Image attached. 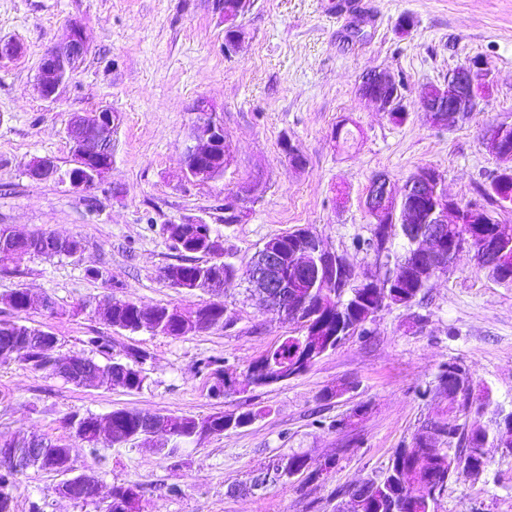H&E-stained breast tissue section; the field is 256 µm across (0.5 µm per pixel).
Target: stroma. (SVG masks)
Listing matches in <instances>:
<instances>
[{"instance_id":"obj_1","label":"stroma","mask_w":512,"mask_h":512,"mask_svg":"<svg viewBox=\"0 0 512 512\" xmlns=\"http://www.w3.org/2000/svg\"><path fill=\"white\" fill-rule=\"evenodd\" d=\"M336 4L255 0L244 20L250 36L229 56L212 0H0V39L23 47L0 61V224L82 243L73 256L25 255L0 266V298L24 288L54 299L56 315L35 307L23 318L56 336L63 356L104 364L134 348L150 354L137 392L77 387L0 363V436L35 433L68 442L78 472L94 474L103 493L75 502L59 495L60 476L30 468L18 476L15 512H104L105 494L128 481L141 484L144 512H335L340 489L384 471L393 450L447 408L446 395L434 388L441 365H461L475 393L490 391L503 408L512 407V288L477 271L467 253L431 280L422 303L384 309L367 323V335L345 341L306 373L221 398L210 393L201 360L222 357L234 377L294 331L251 295L243 275L267 240L305 228L361 271L379 273L384 258L353 247L374 226L364 206L372 178L387 173L399 191L431 165L450 196L472 200L476 183L496 168L484 132L512 123V0H355L366 19L355 36L351 16ZM404 15L413 20L405 34L397 27ZM73 22L81 24L89 52L59 99L43 100L35 90L39 63L64 43ZM475 57L490 72L489 93L466 121L434 125L420 109L422 90L446 84L449 72ZM371 69L403 77V124L359 96L358 79ZM201 97L224 126L229 155L223 174L206 183L182 173ZM104 105L119 118L112 168L79 192L65 176L73 165L67 126L73 114ZM340 124L351 131L349 142L336 139ZM286 139L305 155L304 169L286 162ZM35 156L53 159L56 175L30 179L25 164ZM254 184L259 193L246 216L225 224V202ZM189 222L221 234L225 260L239 270L221 295L231 326L180 338L107 326L94 308L111 295L148 308L193 310L211 301L206 291L173 288L161 278L179 259L163 227ZM91 336L105 337L109 350L89 346ZM344 382L350 391L323 399ZM360 406L365 414L353 417ZM122 408L264 414L246 428L189 445L179 461L142 444H103L93 452L62 425L71 412ZM291 451L335 455L336 467L317 482L230 494L259 465ZM489 456L480 478L451 479L435 512H512V451L493 448ZM173 485L179 494H170Z\"/></svg>"}]
</instances>
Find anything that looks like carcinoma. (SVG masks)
I'll use <instances>...</instances> for the list:
<instances>
[{
	"label": "carcinoma",
	"mask_w": 512,
	"mask_h": 512,
	"mask_svg": "<svg viewBox=\"0 0 512 512\" xmlns=\"http://www.w3.org/2000/svg\"><path fill=\"white\" fill-rule=\"evenodd\" d=\"M405 84L398 79L390 85L380 83L358 86V92L364 96L372 93L389 104L388 114L395 124L404 123L409 116L404 106ZM479 199L461 204L462 223L448 225V246L443 249L442 271L446 272L457 255L463 251L472 254L476 268L496 284L512 288V233L505 234L507 225L498 219L496 209L499 201L512 195V170H495L486 185L477 188ZM441 204V194L434 188L420 189L406 181L401 194L389 191L385 216L388 223L376 224L372 237L365 242L367 249L376 256L390 254L395 242H402L403 253L396 256L394 262L386 263L383 276L375 279V294L367 296V285L354 277V266L345 254H336V280L332 281L314 268L308 270L305 278L293 282V291L298 303L304 310L314 315L311 330L301 337H287L266 354L253 362L255 366L253 381L248 388H260L275 385L280 376L288 373L294 364L308 360L314 364L330 351L336 349L351 336L365 333L363 322L391 305L411 307L419 303L425 295L430 279L418 276L402 283L400 288H392V280L399 271H415L417 261L414 246L422 240L430 227V213L426 204ZM183 236L177 238L173 228L165 225V232L180 253L177 263L169 264L164 270L176 269L182 272V285L187 290L196 287L200 278L213 273L216 278H229L236 275L235 267L222 260L223 243L209 224H185ZM497 235L500 242L496 253L485 255L477 249L479 241L486 236ZM80 248V241L72 246L63 247L50 240L45 233H38L15 248L21 254L52 258L68 255L71 250ZM208 257L201 263L197 256ZM112 308L111 315L103 317L105 323L114 329L137 333L141 319L148 311L137 303L123 299H105L101 307ZM205 322L195 332L225 328L229 320L225 318L224 302H211L203 307ZM154 320L146 325V331L153 335L173 336L177 307L157 305L151 309ZM8 349L11 355L3 356L1 351ZM54 345L45 340L44 331L23 323L20 319H0V361H18L25 368L53 374L50 363ZM145 350H131L127 360H112L100 364L94 359L84 358V366L73 371L65 380L85 386L84 378L94 376L96 389L110 390L114 386H123L129 391L143 388L146 375L142 365L148 360ZM438 389L451 391L458 398L457 405L464 413L460 420L448 422L442 419L437 429L443 439L436 441L433 447L438 449L436 459L431 465L433 475L428 477L416 468L411 461L412 448L421 447V438L427 433L428 421H423L411 442L394 450L387 468L381 474L363 482L361 493V512H434L435 499L430 497V488L448 486V481L458 467L471 460L477 461V449L501 448L503 441L498 437V420H492V426L481 425L480 419L485 411L494 406L490 393L474 396L472 379L464 368L457 364L444 366L436 377ZM112 415V444L127 443V438L143 432L153 431L164 437L163 448L159 452L167 458L182 456L185 445L192 442V434L197 425H208L216 435L228 429H241L251 425L258 416L252 410L238 414L213 413L203 417L168 416L149 414L134 409H116ZM79 418L83 426L76 438L91 450L99 447L91 423L90 414L70 413L63 418L64 428H69L74 418ZM0 448H16L22 455L21 464L16 465L0 456V512H13V488L16 477L30 467L54 470V460L60 454L70 455V449L64 443L38 435H15L0 437ZM289 461L296 464L298 470L306 474V480H318L334 468L336 461H318L306 452L293 451L287 454ZM105 512H143L141 485L127 482L112 486V502L106 505Z\"/></svg>",
	"instance_id": "1"
}]
</instances>
